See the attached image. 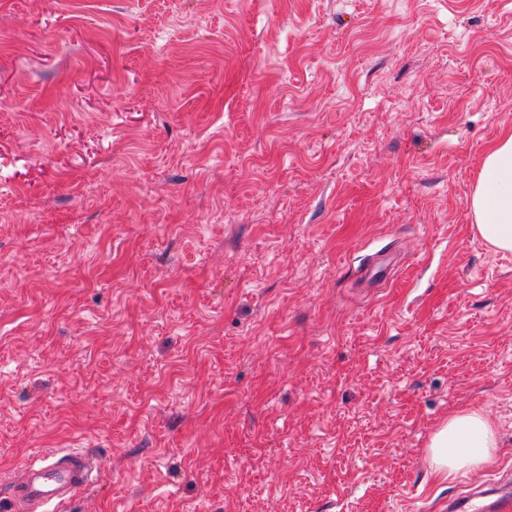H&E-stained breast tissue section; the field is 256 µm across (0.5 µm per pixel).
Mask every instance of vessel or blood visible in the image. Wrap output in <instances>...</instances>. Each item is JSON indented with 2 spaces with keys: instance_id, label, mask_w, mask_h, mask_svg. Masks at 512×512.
Wrapping results in <instances>:
<instances>
[{
  "instance_id": "b4317fda",
  "label": "vessel or blood",
  "mask_w": 512,
  "mask_h": 512,
  "mask_svg": "<svg viewBox=\"0 0 512 512\" xmlns=\"http://www.w3.org/2000/svg\"><path fill=\"white\" fill-rule=\"evenodd\" d=\"M92 467L80 449H45L9 486L5 512H61L90 481ZM446 512H512V481L500 480L480 500L457 496L445 502Z\"/></svg>"
}]
</instances>
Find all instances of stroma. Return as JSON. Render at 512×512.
<instances>
[{"mask_svg": "<svg viewBox=\"0 0 512 512\" xmlns=\"http://www.w3.org/2000/svg\"><path fill=\"white\" fill-rule=\"evenodd\" d=\"M512 0H0V499L436 512L512 471ZM380 264L387 279L369 276ZM500 448L444 481L460 409ZM470 205L481 237L496 250L512 251L511 129L486 149ZM92 467L81 449L46 448L9 486L4 512H56L91 480Z\"/></svg>", "mask_w": 512, "mask_h": 512, "instance_id": "stroma-1", "label": "stroma"}]
</instances>
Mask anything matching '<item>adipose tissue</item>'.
Instances as JSON below:
<instances>
[{"label":"adipose tissue","instance_id":"obj_1","mask_svg":"<svg viewBox=\"0 0 512 512\" xmlns=\"http://www.w3.org/2000/svg\"><path fill=\"white\" fill-rule=\"evenodd\" d=\"M471 211L481 237L494 249L512 251V131L490 145L471 194ZM497 425L487 414L464 409L433 433L428 456L435 473L451 480L491 459Z\"/></svg>","mask_w":512,"mask_h":512}]
</instances>
